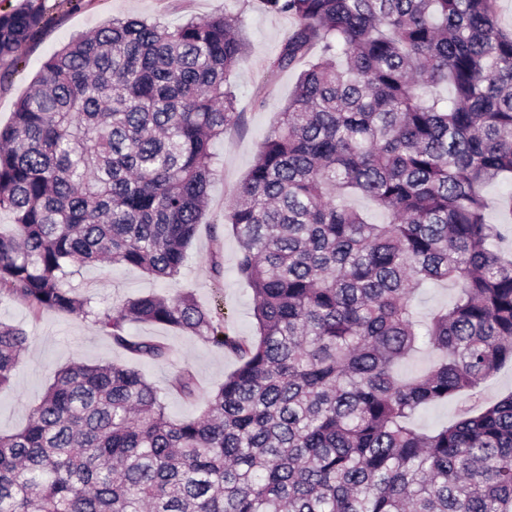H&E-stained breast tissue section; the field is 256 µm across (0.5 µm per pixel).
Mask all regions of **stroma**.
I'll list each match as a JSON object with an SVG mask.
<instances>
[{
    "label": "stroma",
    "mask_w": 512,
    "mask_h": 512,
    "mask_svg": "<svg viewBox=\"0 0 512 512\" xmlns=\"http://www.w3.org/2000/svg\"><path fill=\"white\" fill-rule=\"evenodd\" d=\"M227 0H43L44 25L21 46V62L16 70L0 80V125L13 119L17 102L29 91L42 65L73 37L90 32L115 17L158 18L167 23L192 16L204 20L223 13ZM244 31L250 42V55L235 79L238 110L237 127L214 146L217 177L209 191L206 214L189 249V261L179 279V288L193 292L197 300L210 308H220L224 325L240 336H256L254 301L248 283L237 274L238 243L228 226L219 220L229 210L234 193L249 173L263 138L276 126L279 113L293 91L297 70L271 71L269 59L295 28L285 15L266 13L260 0H247L242 14ZM267 87L264 105H257L254 94ZM220 253L224 280L215 282L211 273L212 253ZM78 292L97 295L104 305L112 301L145 295L163 289L161 281L139 269L102 263L78 269L72 280ZM0 321L22 327L30 338L8 387L0 389V433L23 428L40 402L55 372L81 363L117 362L138 367L147 380L166 392L171 417L191 418L198 414L199 403L166 389L173 364L190 366L203 392H210L233 372L237 360L209 347L195 337L160 325H137L131 332L151 336L173 351V363L138 362L113 347L88 322L75 315L55 312L33 313L25 304L0 297Z\"/></svg>",
    "instance_id": "1"
}]
</instances>
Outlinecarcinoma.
<instances>
[{"label":"carcinoma","instance_id":"obj_1","mask_svg":"<svg viewBox=\"0 0 512 512\" xmlns=\"http://www.w3.org/2000/svg\"><path fill=\"white\" fill-rule=\"evenodd\" d=\"M262 2L297 23L270 69L308 66L223 215L256 337L188 291L103 308L69 283L100 261L180 277L213 145L240 120V12L114 18L50 57L0 127V297L75 314L139 360L171 349L133 323L239 360L182 420L134 367L59 370L26 427L0 434V512H512V392L413 423L512 364V224L488 220L485 195L512 180L498 0ZM43 22L41 0L0 14V67ZM440 83L450 97L427 95ZM437 282L454 299L420 331L414 295ZM28 342L0 322V388ZM423 349L437 362L401 376ZM168 389L200 398L188 366ZM459 406L455 401L432 405L425 409L416 419L418 427L432 430L453 421L458 414Z\"/></svg>","mask_w":512,"mask_h":512}]
</instances>
